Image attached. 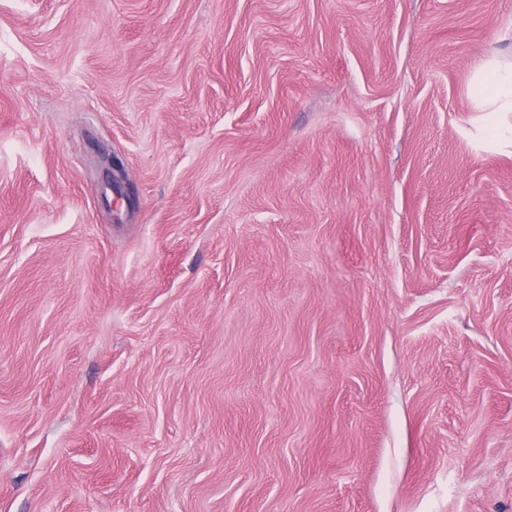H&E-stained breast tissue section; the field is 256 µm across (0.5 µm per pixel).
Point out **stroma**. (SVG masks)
<instances>
[{
  "label": "stroma",
  "mask_w": 512,
  "mask_h": 512,
  "mask_svg": "<svg viewBox=\"0 0 512 512\" xmlns=\"http://www.w3.org/2000/svg\"><path fill=\"white\" fill-rule=\"evenodd\" d=\"M511 28L0 0V512H512ZM482 78L474 88V94L482 101L489 102L493 109L491 115L498 112H512V63H502L498 59L496 49H492L484 66L481 68ZM492 74V85L486 90L484 74ZM107 164L108 186L117 201H124L129 208L134 205V198L127 187V176L122 161L112 154L105 156Z\"/></svg>",
  "instance_id": "stroma-1"
}]
</instances>
